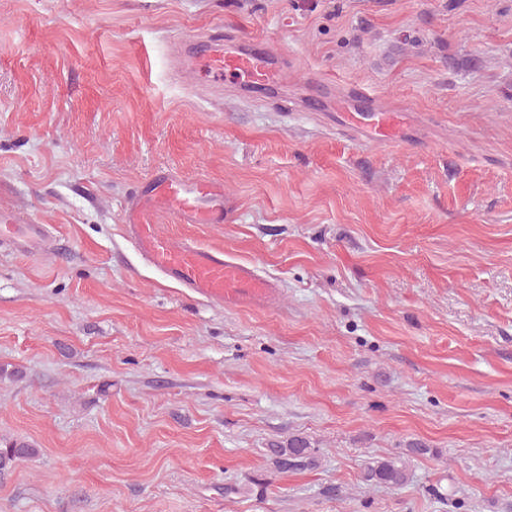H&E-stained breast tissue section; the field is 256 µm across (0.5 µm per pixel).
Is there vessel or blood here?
Here are the masks:
<instances>
[{
	"label": "vessel or blood",
	"mask_w": 512,
	"mask_h": 512,
	"mask_svg": "<svg viewBox=\"0 0 512 512\" xmlns=\"http://www.w3.org/2000/svg\"><path fill=\"white\" fill-rule=\"evenodd\" d=\"M195 69L206 72L212 83L245 84L276 80L279 68L262 53L242 54L208 45L186 46ZM398 116L380 113L372 140L389 143L397 136ZM165 210L180 224H221L232 212L222 184L191 180L170 174L156 176L127 204L124 220L139 252L155 268L194 294L224 305L272 302L277 289L256 269L225 259L223 250L177 242L161 235L154 222L155 210ZM45 225L31 224L9 211H0V246L26 249L45 240Z\"/></svg>",
	"instance_id": "obj_1"
}]
</instances>
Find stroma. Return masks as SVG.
Listing matches in <instances>:
<instances>
[{
    "label": "stroma",
    "instance_id": "1",
    "mask_svg": "<svg viewBox=\"0 0 512 512\" xmlns=\"http://www.w3.org/2000/svg\"><path fill=\"white\" fill-rule=\"evenodd\" d=\"M287 61L204 84L184 39ZM321 84V105L312 102ZM402 105L368 142L340 115ZM269 307L148 266L123 213L159 171ZM0 512H512V0H0ZM300 436L319 464L281 471ZM420 441L401 488L363 479ZM397 112H380L374 130L368 136L378 143H390L397 136ZM28 223L12 212L0 211V246L27 249L43 242L47 236L45 225ZM38 453L37 448L25 441H0V473L12 467L18 460L32 457Z\"/></svg>",
    "mask_w": 512,
    "mask_h": 512
}]
</instances>
